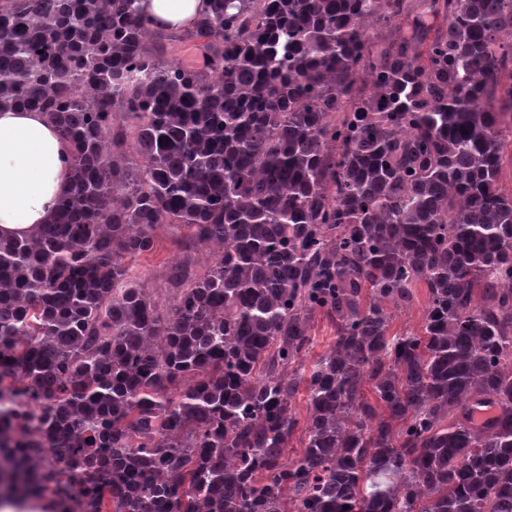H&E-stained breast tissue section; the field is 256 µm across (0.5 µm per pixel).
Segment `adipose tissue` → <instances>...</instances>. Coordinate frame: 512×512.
Segmentation results:
<instances>
[{
    "label": "adipose tissue",
    "instance_id": "1",
    "mask_svg": "<svg viewBox=\"0 0 512 512\" xmlns=\"http://www.w3.org/2000/svg\"><path fill=\"white\" fill-rule=\"evenodd\" d=\"M156 29L190 27L209 0H139ZM71 146L48 117L0 111V237L31 234L48 223L70 184Z\"/></svg>",
    "mask_w": 512,
    "mask_h": 512
}]
</instances>
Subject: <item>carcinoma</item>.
<instances>
[{"mask_svg": "<svg viewBox=\"0 0 512 512\" xmlns=\"http://www.w3.org/2000/svg\"><path fill=\"white\" fill-rule=\"evenodd\" d=\"M1 108L46 113L72 173L0 238V502L45 492L10 473L35 419L95 512H512V0H211L173 35L138 0H19ZM161 224L168 306L129 264ZM427 297L428 293L426 288H417L416 298L409 307L401 310H393L390 332L393 334L417 332L422 325L424 311L427 305ZM312 336L314 337L313 349L310 352L307 360L304 362L308 366L314 356L321 353L327 346L332 336L334 335V328L328 319L322 313H316L312 318Z\"/></svg>", "mask_w": 512, "mask_h": 512, "instance_id": "carcinoma-1", "label": "carcinoma"}]
</instances>
